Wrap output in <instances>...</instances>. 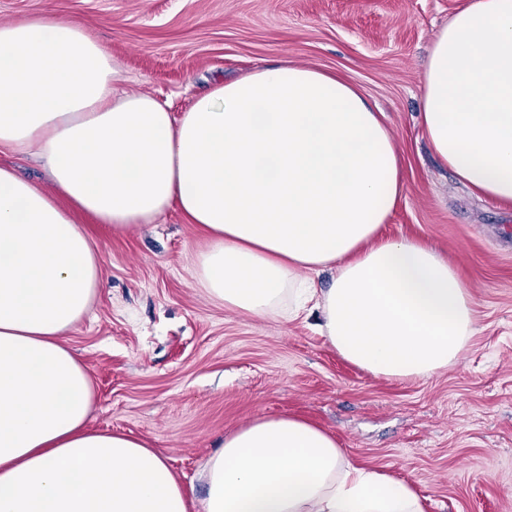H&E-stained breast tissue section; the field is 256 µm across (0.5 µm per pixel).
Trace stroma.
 <instances>
[{
    "instance_id": "stroma-1",
    "label": "stroma",
    "mask_w": 512,
    "mask_h": 512,
    "mask_svg": "<svg viewBox=\"0 0 512 512\" xmlns=\"http://www.w3.org/2000/svg\"><path fill=\"white\" fill-rule=\"evenodd\" d=\"M467 0H0V22L76 19L121 64V89L174 113L214 85L280 60L351 79L383 113L405 190L386 237L433 244L458 266L477 331L428 379L375 378L312 322L226 311L196 282L207 242L172 209L131 234L77 215L106 282L65 341L88 368V425L168 458L191 500L200 465L255 418L289 414L332 434L353 463L413 482L425 512H512V206L472 195L419 126V72Z\"/></svg>"
}]
</instances>
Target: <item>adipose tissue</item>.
<instances>
[{
    "label": "adipose tissue",
    "instance_id": "adipose-tissue-1",
    "mask_svg": "<svg viewBox=\"0 0 512 512\" xmlns=\"http://www.w3.org/2000/svg\"><path fill=\"white\" fill-rule=\"evenodd\" d=\"M120 64L78 21L0 24V147L34 152L68 198L0 167V512H188L165 456L88 426L91 376L65 337L105 283L74 216L128 233L179 209L207 239L208 297L244 315H317L346 361L429 378L476 332L459 268L381 229L405 184L391 129L350 82L282 63L181 115L116 88ZM420 124L476 195L512 205V0H470L431 44ZM332 271L329 287L317 285ZM200 512H425L415 485L348 461L288 414L205 459Z\"/></svg>",
    "mask_w": 512,
    "mask_h": 512
}]
</instances>
